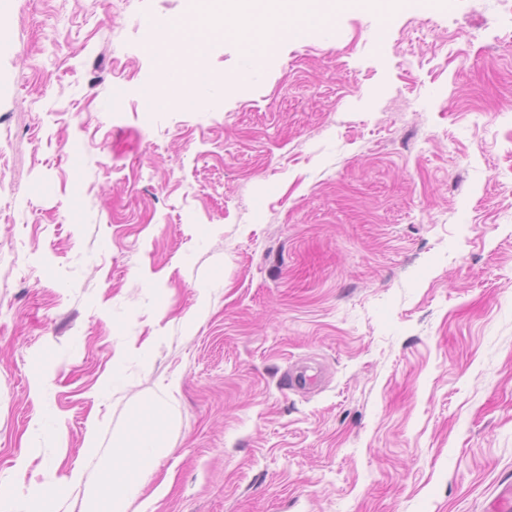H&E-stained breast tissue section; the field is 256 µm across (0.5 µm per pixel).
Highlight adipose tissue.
Wrapping results in <instances>:
<instances>
[{"label":"adipose tissue","instance_id":"ef3b65f1","mask_svg":"<svg viewBox=\"0 0 512 512\" xmlns=\"http://www.w3.org/2000/svg\"><path fill=\"white\" fill-rule=\"evenodd\" d=\"M278 3L282 11L277 27L248 21L231 28L255 58H262L288 31L300 29L308 36L324 31L327 0H315L307 10L299 0H278ZM153 30L161 36L152 46L159 66L153 86L156 98L165 107L190 106L203 100L202 88H184L177 75L185 59L199 56L203 44L219 38L220 30L211 28L202 15L176 28L157 24ZM176 423V417L164 404L136 408L130 415L125 434L114 443L99 481L87 489L82 512H129L132 500L139 496L162 459L169 455L166 437Z\"/></svg>","mask_w":512,"mask_h":512}]
</instances>
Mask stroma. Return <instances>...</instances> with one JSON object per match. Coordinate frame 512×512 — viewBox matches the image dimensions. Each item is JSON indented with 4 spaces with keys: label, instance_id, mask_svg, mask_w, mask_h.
I'll list each match as a JSON object with an SVG mask.
<instances>
[{
    "label": "stroma",
    "instance_id": "stroma-1",
    "mask_svg": "<svg viewBox=\"0 0 512 512\" xmlns=\"http://www.w3.org/2000/svg\"><path fill=\"white\" fill-rule=\"evenodd\" d=\"M185 8L0 0V482L32 501L81 467L51 512H82L161 400L172 453L131 512H494L512 0L334 5L259 60L214 40L224 93L143 111V25ZM311 358L323 389L283 390Z\"/></svg>",
    "mask_w": 512,
    "mask_h": 512
}]
</instances>
